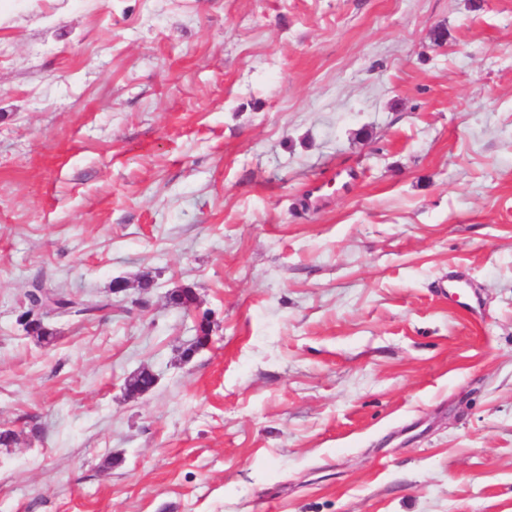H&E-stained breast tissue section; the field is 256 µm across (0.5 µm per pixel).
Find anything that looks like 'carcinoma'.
<instances>
[{
  "label": "carcinoma",
  "instance_id": "carcinoma-1",
  "mask_svg": "<svg viewBox=\"0 0 512 512\" xmlns=\"http://www.w3.org/2000/svg\"><path fill=\"white\" fill-rule=\"evenodd\" d=\"M28 308L23 313L22 319L24 329L32 337L41 343L50 344L55 340L54 331L48 328L43 321V309L54 307L64 315H88L108 307L102 301H91L86 299L77 300L62 292H48L42 285L35 281L32 288L26 294ZM170 301L175 306L188 311L195 304L196 297L192 289L179 288L170 293ZM197 336L195 345L186 352V356L194 354L196 346L210 340L212 332L211 322L207 315H202L196 326ZM153 384V377L150 373L142 371L131 377L125 384V390L130 395H136L146 390Z\"/></svg>",
  "mask_w": 512,
  "mask_h": 512
}]
</instances>
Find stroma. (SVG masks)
<instances>
[{"label": "stroma", "instance_id": "obj_1", "mask_svg": "<svg viewBox=\"0 0 512 512\" xmlns=\"http://www.w3.org/2000/svg\"><path fill=\"white\" fill-rule=\"evenodd\" d=\"M0 430V512H512V0H0ZM28 290L26 298L28 308L23 313L24 329L41 343L51 344L55 340L54 331L48 328L43 321V309L54 307L62 310L60 315H88L103 310L111 304L103 301L77 300L62 292H47L42 285L34 281Z\"/></svg>", "mask_w": 512, "mask_h": 512}]
</instances>
